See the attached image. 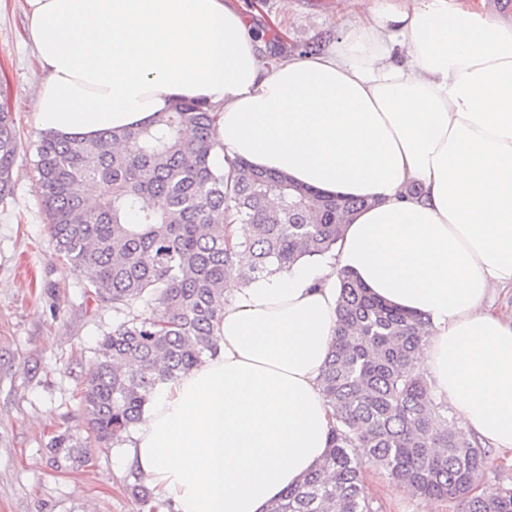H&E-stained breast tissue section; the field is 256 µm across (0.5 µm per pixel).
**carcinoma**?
<instances>
[{"label": "carcinoma", "instance_id": "obj_1", "mask_svg": "<svg viewBox=\"0 0 512 512\" xmlns=\"http://www.w3.org/2000/svg\"><path fill=\"white\" fill-rule=\"evenodd\" d=\"M217 113L181 97L151 124L105 130L94 139L44 133L35 172L55 250L103 304L125 314L102 341L84 379L87 436L50 442L55 464L84 463L143 419L156 390L220 351L224 280L243 284L336 249L347 217L368 206L330 196L242 160L211 161ZM19 141L0 108V195L11 189ZM247 227L231 239V226ZM338 322L320 376L333 425L318 469L288 489L272 512H372L367 465L428 499L459 501L462 512H512V483L470 488L489 452L433 395L424 351L430 319L370 295L336 272ZM138 302L154 313L131 312ZM441 419L439 431L431 422ZM366 448L362 456L358 449ZM125 489L144 506L154 492L138 474Z\"/></svg>", "mask_w": 512, "mask_h": 512}]
</instances>
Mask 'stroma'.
Returning a JSON list of instances; mask_svg holds the SVG:
<instances>
[{
    "instance_id": "obj_1",
    "label": "stroma",
    "mask_w": 512,
    "mask_h": 512,
    "mask_svg": "<svg viewBox=\"0 0 512 512\" xmlns=\"http://www.w3.org/2000/svg\"><path fill=\"white\" fill-rule=\"evenodd\" d=\"M248 19L269 65L329 47L348 18L346 0H230ZM24 0H0V107L19 133L12 190L0 198V512H142L125 490L133 469L123 446L92 449L88 462L52 466L55 435H84L82 381L120 320L53 249L33 164L34 92L43 79L25 40ZM376 512H459L457 503L395 488L364 469Z\"/></svg>"
}]
</instances>
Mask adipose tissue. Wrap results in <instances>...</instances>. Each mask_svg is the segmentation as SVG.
Returning <instances> with one entry per match:
<instances>
[{
    "label": "adipose tissue",
    "mask_w": 512,
    "mask_h": 512,
    "mask_svg": "<svg viewBox=\"0 0 512 512\" xmlns=\"http://www.w3.org/2000/svg\"><path fill=\"white\" fill-rule=\"evenodd\" d=\"M25 4L42 130L91 138L201 97L220 157L369 202L337 265L225 280L220 352L165 384L127 445L173 512H270L318 468L340 267L430 318L434 396L512 449V315L492 301L512 289V21L488 0H382L329 50L266 67L225 0Z\"/></svg>",
    "instance_id": "obj_1"
}]
</instances>
